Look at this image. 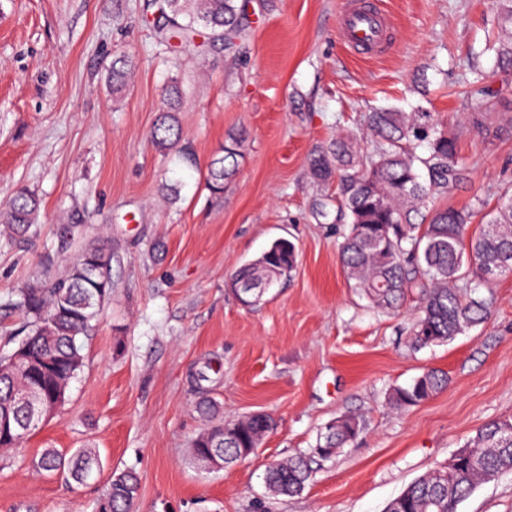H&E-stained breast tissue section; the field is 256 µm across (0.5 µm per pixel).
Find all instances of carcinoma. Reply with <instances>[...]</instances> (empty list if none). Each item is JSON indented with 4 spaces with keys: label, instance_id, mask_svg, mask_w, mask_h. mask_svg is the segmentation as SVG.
<instances>
[{
    "label": "carcinoma",
    "instance_id": "1",
    "mask_svg": "<svg viewBox=\"0 0 512 512\" xmlns=\"http://www.w3.org/2000/svg\"><path fill=\"white\" fill-rule=\"evenodd\" d=\"M499 30L490 45L497 66L512 70V0H492ZM146 9L159 12L155 24L159 44L175 40L194 43L204 33L212 45L236 49L244 30L246 0H149ZM126 60L112 62L108 74L112 88L126 85ZM487 76L474 72L472 89L464 95L471 114L479 117L489 107ZM182 105L181 92L171 85L165 92V109L151 133L163 156L174 151L188 168L196 165L191 150L180 145L175 112ZM373 133L372 149L356 148L348 136L338 135L315 147L310 170L320 187L336 185L341 218L346 220L338 252L344 273L362 296L378 310L400 308L408 291L420 293V314L410 332L419 348L447 343L490 319L495 304L490 290L498 277L512 275V195L499 197L482 217L481 229L469 234L473 209L440 207L466 179L467 166L460 155L458 138L431 122L419 109L404 112L397 107L374 108L365 113ZM425 152L417 153L418 147ZM242 140L230 139L213 158L205 176L214 193L224 191L239 168ZM41 201L36 193L20 189L0 209V227L10 243H22L38 235ZM295 244L279 238L258 258L238 267L229 278L233 284H277L291 277L297 265ZM112 290V257L94 244L81 246L77 257L58 274H44L25 283L13 297L0 302V311L19 310L25 317V337L18 347H27L33 364L15 361L16 350L0 353V414L25 421L24 410L15 404L16 393L32 386L44 401L66 397L70 381L83 364L81 337L91 327ZM448 374L430 369L407 386L393 388L390 405L405 409L423 404L448 387ZM237 440L226 444L202 432L193 444L196 454L234 456L247 448L273 425L248 417L236 422ZM358 417L336 419L335 430L325 429L307 453L269 463L264 482L272 496H294L307 487L313 463L336 455L361 431ZM32 427L21 434L0 437V448L18 450L36 433ZM40 470L78 484L94 478L100 470L96 450L82 448L70 457L45 450ZM512 472V419L490 421L474 432L458 450L455 461L436 468L412 482L387 506L386 512H457L458 505L481 483ZM140 490L133 471L113 474L96 503L100 512H130Z\"/></svg>",
    "mask_w": 512,
    "mask_h": 512
}]
</instances>
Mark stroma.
<instances>
[{
    "label": "stroma",
    "instance_id": "35a3bbf8",
    "mask_svg": "<svg viewBox=\"0 0 512 512\" xmlns=\"http://www.w3.org/2000/svg\"><path fill=\"white\" fill-rule=\"evenodd\" d=\"M342 0H253L235 54L222 46L173 53L155 40L145 0H0V207L19 189L42 201L39 235L0 241V300L75 256L60 228L83 217L85 241L112 255V295L84 338L66 401L21 451L0 448V512H94L114 473L141 480L134 512H386L411 482L476 429L512 416V276L492 284L489 322L440 346L414 348L416 295L396 312L370 307L348 284L335 217L316 216L315 146L336 134L372 142L378 106L424 103L458 132L469 178L445 198L465 208L512 193V80L494 76L490 0H380L395 29L377 56L338 35ZM135 69L113 92L115 54ZM496 105L482 121L460 94L473 70ZM178 83L183 142L198 166L155 150L164 90ZM243 139L223 193L204 171L230 137ZM179 184L177 201L165 188ZM279 238L298 250L292 276L255 306L230 273ZM430 368L447 390L405 410L388 392ZM208 399L213 416L197 405ZM261 412L275 426L246 460L208 472L192 441L211 420ZM363 431L317 462L302 494H267L268 463L313 447L344 415ZM93 448L102 470L77 484L39 471L43 450ZM458 512H512V473L482 483Z\"/></svg>",
    "mask_w": 512,
    "mask_h": 512
}]
</instances>
